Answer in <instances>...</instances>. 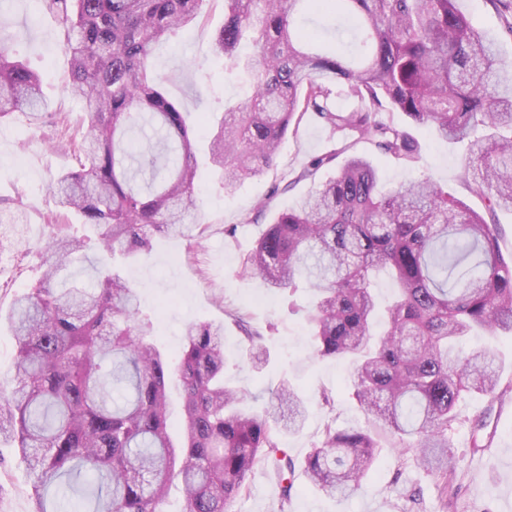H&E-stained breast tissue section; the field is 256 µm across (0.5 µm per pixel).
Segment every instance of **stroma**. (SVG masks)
I'll return each mask as SVG.
<instances>
[{"instance_id": "stroma-1", "label": "stroma", "mask_w": 512, "mask_h": 512, "mask_svg": "<svg viewBox=\"0 0 512 512\" xmlns=\"http://www.w3.org/2000/svg\"><path fill=\"white\" fill-rule=\"evenodd\" d=\"M474 27L493 37L499 56L512 65V35L504 27L494 0H457ZM224 23V0H207L194 26L179 30L156 46L152 67L167 78V91L184 110L221 117L225 106L244 101L251 93L245 74L225 76L223 62L212 56V35ZM0 28L16 33L15 55L38 72L52 101L40 123L21 113L0 123V310L8 311L15 297L39 280L41 254L37 242L50 225L84 238H95L93 227L77 223L59 211L49 183L70 163L67 143L78 140L83 110L67 91L68 56L63 49V23L39 0H0ZM395 121L418 143L420 157L406 164L381 157L384 189L431 176L440 186L483 210L482 200L467 187L462 147L434 136L402 113ZM313 116H305L297 134L287 136L275 166L225 193L207 157H200L195 194L203 219L191 236L160 235L149 253L122 260L124 276L136 289L144 314L154 322V336L168 357L182 347V331L193 321L224 324V379L255 394L256 409L270 401V389L282 380L296 386L309 405L302 431L280 436V446L293 459H302L317 442L325 425L338 429L366 426V417L351 398L350 363L316 358L305 318L313 294L299 289L286 301L256 275L241 273L245 254L275 214L292 207L313 186L296 175L309 156L335 148ZM245 316L260 328L269 352L261 378L246 369L249 344L232 321ZM331 392L332 407L320 405L322 391ZM458 422L448 433L455 450V496L441 499L440 478L420 468L411 454L392 450L393 439L381 434L383 450L362 491L340 502L312 488L303 473L294 476L289 503H282L279 477L272 466H259L246 495L231 503L229 512H402L406 494L419 489L413 512H512V392L489 398L472 396L461 405ZM483 415L487 425L480 437L483 450L473 451L470 420ZM0 512H35L29 473L14 443L0 438Z\"/></svg>"}]
</instances>
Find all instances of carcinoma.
Returning <instances> with one entry per match:
<instances>
[{
  "instance_id": "cac0c4a2",
  "label": "carcinoma",
  "mask_w": 512,
  "mask_h": 512,
  "mask_svg": "<svg viewBox=\"0 0 512 512\" xmlns=\"http://www.w3.org/2000/svg\"><path fill=\"white\" fill-rule=\"evenodd\" d=\"M40 2L62 19L67 90L84 112L80 142L68 146L74 165L51 185L56 204L98 228L105 256L147 252L158 233L189 235L198 221L196 140L150 58L156 44L198 21L206 0ZM456 2L224 0V26L213 36L225 74L241 67L251 83V95L211 129L209 159L224 191L274 166L286 133L309 113L331 135L352 137L309 157L294 181L332 165L336 176L275 215L242 269L284 294L302 283L314 291L307 325L315 353L359 356L353 388L368 427L327 424L296 463L278 433H299L308 408L288 382L272 396L288 405L286 422L272 405L249 409L248 392L224 383V323L216 321L188 323L181 359L170 366L135 289L110 265L91 287L53 288L86 248L84 239L53 231L39 244L42 277L0 317L17 343L10 389L0 385V436L16 443L27 465L35 512H58L48 495L74 475L95 494L92 512H161L175 480L182 512H227L264 463L284 483V504L298 467L314 489L346 500L377 458L378 429L419 466L437 469L448 495L455 474L448 430L464 396L498 395L501 368L488 349L462 356L454 346L475 329L512 333V260L502 256L499 225L486 219L512 209V69ZM301 6L353 18L359 61L313 50L318 36L295 24ZM244 40L253 47L245 61ZM13 43L0 33V119L20 112L37 124L49 100ZM336 87L358 108L337 110ZM395 111L464 144L468 188L485 199L487 214L428 176L379 190L376 163L353 148L366 141L406 163L417 159ZM381 269L398 292L377 335L371 278ZM233 319L258 372L267 360L261 336L243 317ZM172 374L182 389L179 447L168 429Z\"/></svg>"
}]
</instances>
